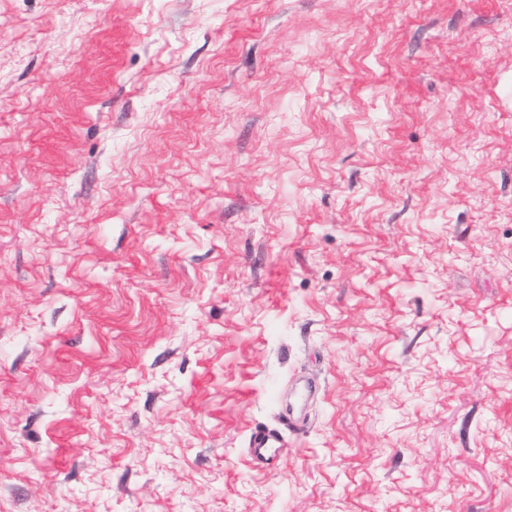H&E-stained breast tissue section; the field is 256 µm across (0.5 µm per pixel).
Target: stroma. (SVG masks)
Wrapping results in <instances>:
<instances>
[{
	"label": "stroma",
	"instance_id": "35a3bbf8",
	"mask_svg": "<svg viewBox=\"0 0 512 512\" xmlns=\"http://www.w3.org/2000/svg\"><path fill=\"white\" fill-rule=\"evenodd\" d=\"M0 512H512V0H0ZM304 419L293 407H288L278 417V426H255L248 434L247 457L252 465L271 466L277 463L287 448L286 431H297L302 428Z\"/></svg>",
	"mask_w": 512,
	"mask_h": 512
}]
</instances>
